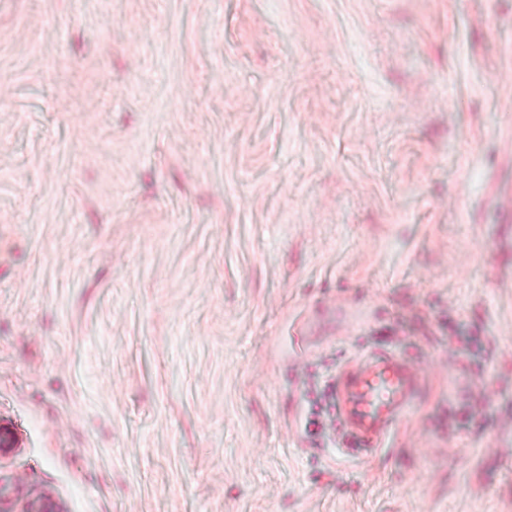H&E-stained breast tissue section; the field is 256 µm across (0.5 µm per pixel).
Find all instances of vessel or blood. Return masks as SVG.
<instances>
[{"instance_id":"vessel-or-blood-1","label":"vessel or blood","mask_w":512,"mask_h":512,"mask_svg":"<svg viewBox=\"0 0 512 512\" xmlns=\"http://www.w3.org/2000/svg\"><path fill=\"white\" fill-rule=\"evenodd\" d=\"M428 379L426 368L393 347L369 351L341 365L330 394L352 452L376 453L427 394Z\"/></svg>"}]
</instances>
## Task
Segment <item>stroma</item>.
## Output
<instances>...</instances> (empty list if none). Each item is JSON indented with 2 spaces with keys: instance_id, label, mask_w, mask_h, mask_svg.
Listing matches in <instances>:
<instances>
[{
  "instance_id": "1",
  "label": "stroma",
  "mask_w": 512,
  "mask_h": 512,
  "mask_svg": "<svg viewBox=\"0 0 512 512\" xmlns=\"http://www.w3.org/2000/svg\"><path fill=\"white\" fill-rule=\"evenodd\" d=\"M512 0H0V485L59 512H512ZM439 359L381 453L309 411Z\"/></svg>"
}]
</instances>
